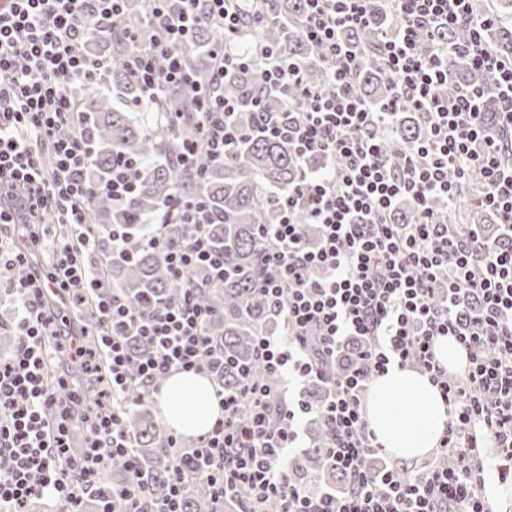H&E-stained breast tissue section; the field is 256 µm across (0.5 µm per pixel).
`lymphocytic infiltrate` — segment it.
<instances>
[{"mask_svg":"<svg viewBox=\"0 0 512 512\" xmlns=\"http://www.w3.org/2000/svg\"><path fill=\"white\" fill-rule=\"evenodd\" d=\"M152 32L144 52L129 63L131 76L151 106L176 86L193 94L201 114L194 139L184 141L180 162L201 173L226 159L238 141L239 112H259V98L224 96L230 71L261 61L267 86L289 92L286 123L267 125L288 136L299 160L300 182L281 203L278 223L265 224L266 274L258 292L282 316L278 335L256 339V367L233 390H218L224 416L201 448L182 452L176 436L164 512H183L190 493L204 489L226 496L247 488L237 512H263L272 499L281 512H492L483 489L481 460L496 449L512 461V61L486 46L495 18L473 15L470 0H384L387 25L378 52L363 54L346 39L374 18L369 0H305L293 33L317 53L329 83L308 84L299 64L277 46L260 43L258 31L274 17L275 0H259L245 17L241 0H151ZM86 0H5L0 5V279L16 302L13 353L0 358V512H27L35 498L51 497L65 512L99 490L110 467L128 480L113 490L122 512H150L151 490L124 429V413L144 401V388L172 370L205 373L214 356L207 331L210 313L197 303L193 271L210 267L224 279V260L207 232L210 218L198 201L177 196L179 234L155 233L148 246L184 283L179 302L154 313L110 295L95 265L96 236L82 204L98 187L86 180L92 148L62 126L77 117L73 83L103 73L105 60H91L83 43ZM210 23L219 33L208 53L214 71L201 85L184 61L196 28ZM462 32L448 45L442 31ZM465 55L487 81L482 87L442 93L449 51ZM387 72L391 92L374 102L358 90L365 66ZM495 95V129L484 125L480 107ZM408 109L424 133L393 152L380 134ZM50 158H43L40 146ZM325 157L326 169L310 168ZM481 180L473 208L488 212L501 236L488 238L449 224L439 203L456 204L464 188ZM412 202L419 220L396 224L392 214ZM68 227L48 268L32 257L49 233L50 218ZM319 225L315 247L296 232L299 219ZM93 303L94 331L72 318ZM148 352L133 361L129 337ZM465 349L468 367L449 377L435 358L438 337ZM359 364L336 372L333 364L351 343ZM79 372L80 383L59 376L45 381L50 359ZM410 368L435 385L450 417L435 455L413 475L382 467L368 476L363 462L379 454L365 416L370 383L390 367ZM275 376L304 382L321 379L330 396L321 403L305 395L287 398L271 387ZM324 420L322 451L344 474L346 488L308 494L290 464L303 447L302 420ZM283 425L271 430V415Z\"/></svg>","mask_w":512,"mask_h":512,"instance_id":"obj_1","label":"lymphocytic infiltrate"}]
</instances>
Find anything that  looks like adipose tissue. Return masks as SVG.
<instances>
[{
    "label": "adipose tissue",
    "instance_id": "adipose-tissue-1",
    "mask_svg": "<svg viewBox=\"0 0 512 512\" xmlns=\"http://www.w3.org/2000/svg\"><path fill=\"white\" fill-rule=\"evenodd\" d=\"M159 407L176 433L205 439L222 416L220 401L199 373H170L160 393ZM366 419L384 453L403 460L428 454L445 428L448 408L430 380L393 367L372 384Z\"/></svg>",
    "mask_w": 512,
    "mask_h": 512
}]
</instances>
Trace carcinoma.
I'll return each mask as SVG.
<instances>
[{"label": "carcinoma", "instance_id": "1", "mask_svg": "<svg viewBox=\"0 0 512 512\" xmlns=\"http://www.w3.org/2000/svg\"><path fill=\"white\" fill-rule=\"evenodd\" d=\"M376 27L350 32L347 40L360 50L374 51L384 29V7L380 0L372 3ZM304 11V0H279L276 20L265 25L260 38L275 43L283 54L303 67L307 81L328 84V75L318 57L307 44L288 33V23ZM497 23L486 31L488 46L498 55L512 57V0H497ZM151 18L150 0H128L123 25L109 35L99 31L94 2L84 11V41L89 53L107 61L102 80L90 75L75 82L82 105L72 125L62 129L78 131L93 146L89 175L94 183H104L112 176V165L120 157L137 163V190L122 206L112 205V198L102 192L86 203L89 224L98 239V253L108 258L111 275L107 284L124 298L150 307H161L177 300L183 282L172 277L162 255L150 248L146 239L160 230V225H175L169 204L181 193L198 198L210 214L208 226L214 245L224 251V283L213 281L204 269L194 271L199 291L197 300L213 310L208 332L217 344L214 377L216 384L234 389L240 382L238 368L252 365L255 336L275 334L280 318L257 294L255 288L264 273L262 256L268 248L261 237L262 224L280 219L281 196L299 182V166L287 138H270L263 133L262 113L248 109L239 115L246 137L224 162L208 165L197 176L177 162L180 140L196 122V104L184 93L170 91L154 103L152 111L142 107L140 90L130 76L128 63L144 48L135 33L144 31ZM217 31L203 25L197 30L194 46L185 53L195 77L208 82L211 64L208 46ZM261 66L229 73L224 77V94L248 100L261 94L264 110L277 116L286 115L284 95L263 86ZM360 93L380 99L387 93L384 72L371 66L361 70L356 79ZM485 82V77L471 68L456 53L448 54V80L443 91L454 95L458 90ZM421 134L414 113L402 111L393 126L381 135L384 147L391 151ZM419 215L406 204L393 214L396 224H415ZM123 224L127 231L126 249L112 255V225ZM125 427L140 460L141 474L153 494V502L162 506L167 499L171 456L166 448L168 432L154 423L150 413L133 409ZM295 476L301 481L314 479L330 489H340L345 478L322 455L309 451L292 461ZM116 480L102 485L92 495L90 506L97 512H112L121 503H112V489L122 486L125 474L115 468ZM217 501L204 491H196L184 501V512H213Z\"/></svg>", "mask_w": 512, "mask_h": 512}]
</instances>
